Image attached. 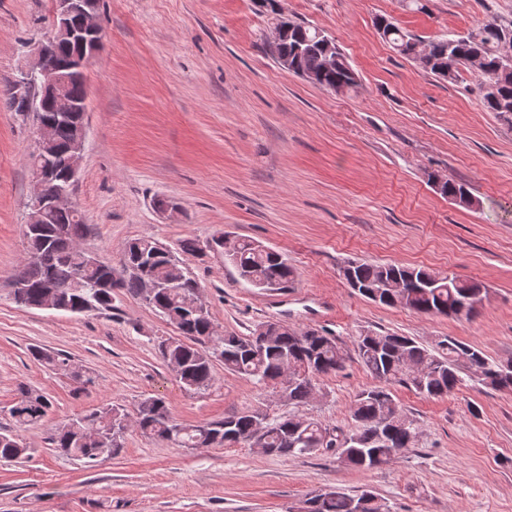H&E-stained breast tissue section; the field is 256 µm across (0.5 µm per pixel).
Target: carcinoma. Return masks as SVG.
<instances>
[{
  "mask_svg": "<svg viewBox=\"0 0 512 512\" xmlns=\"http://www.w3.org/2000/svg\"><path fill=\"white\" fill-rule=\"evenodd\" d=\"M375 26L386 27L385 39L404 57H412L416 47L424 46L429 60L423 69L442 80L455 82L465 70L477 72L475 92L484 106L491 112H512V64L503 62L500 50L502 34L512 32V20L428 42L383 17L376 19ZM315 31L303 21H288V38L277 46L278 54L301 56L304 70L312 73L316 84L323 88L353 84L354 71L341 51H336V69L321 68L320 52L309 45ZM59 117L54 100L36 114L38 123L50 125L55 131L53 185L66 183L65 153L75 134V125ZM89 233L90 227L78 210L56 209L47 213L44 223L24 225L25 283L14 289L15 301L39 309L45 293L54 288L63 311L80 314L112 308L114 288L144 300L166 321L173 317L180 321V337L159 341L157 349L164 361L179 368L177 378L188 391L211 387L214 363L219 361L228 371L284 393L286 403L298 408L316 394L315 378L345 368V349L335 337L318 330L277 327L260 344L253 333L218 334L206 304H201L197 312L185 308V291L199 289L201 284L182 268L174 251L151 237L134 239L125 246L121 270L116 271L99 260L92 261L91 252L80 247L79 241ZM224 259L239 278L257 288L274 284L280 290L296 278V271L280 253L251 239H238ZM352 264L358 293L381 305L400 306L420 315L470 318L481 301L478 283L450 278L446 272L363 260ZM396 277L414 279L416 283L411 288L385 287ZM439 347L441 351L437 352L409 336L385 331L360 332L355 337V352L377 384L356 396L350 407L355 429L350 431L324 426L294 411L269 419L256 441L255 422L263 415L259 409L234 413L204 426L187 425L177 421L158 397L140 403L134 424L142 434L180 448L246 443L265 455L292 457L321 449L348 450L352 452L351 467H380L413 447L421 434L418 421L398 405L391 386L402 385L429 397H443L462 384L461 373L470 371L489 389H512V364L491 362L481 351L451 337L441 340ZM32 356L59 370L69 365V359L58 352L35 349ZM285 356L299 360L303 369V375L288 386L282 381L281 362ZM51 407L47 396L24 386L19 388V397L9 409L13 429L0 432V460L14 461L27 454L29 448L18 431L42 421ZM126 418L125 409L102 406L60 424L51 441L62 455L95 463L123 447L125 432L119 424ZM381 422L385 423L382 441L376 431ZM355 503L360 512H388L386 504L372 493L350 495L337 490L312 494L306 512H354Z\"/></svg>",
  "mask_w": 512,
  "mask_h": 512,
  "instance_id": "cac0c4a2",
  "label": "carcinoma"
}]
</instances>
